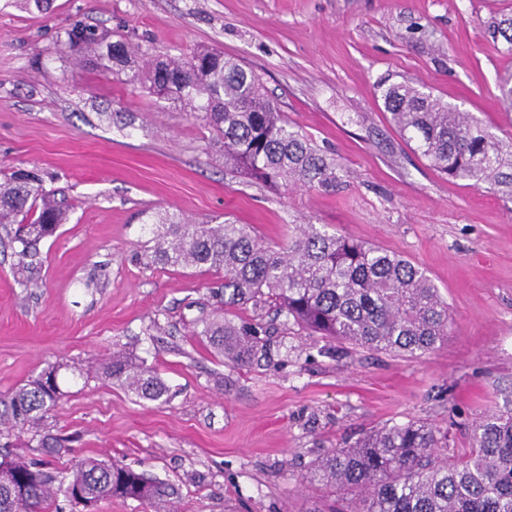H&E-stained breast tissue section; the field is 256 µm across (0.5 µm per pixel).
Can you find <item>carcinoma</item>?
<instances>
[{
    "label": "carcinoma",
    "mask_w": 512,
    "mask_h": 512,
    "mask_svg": "<svg viewBox=\"0 0 512 512\" xmlns=\"http://www.w3.org/2000/svg\"><path fill=\"white\" fill-rule=\"evenodd\" d=\"M488 32L512 52V14L490 22ZM65 45L86 53L97 67L105 61L131 66L125 42H106L91 28L72 27ZM130 81L179 104L213 130L226 168L274 188H327L336 182L333 159L288 123L256 74L234 56L200 50L186 59L148 60L133 70ZM382 97L400 134L416 142L433 168L512 200V142L495 127L410 82L387 86ZM67 221V210L45 189L37 170L19 168L0 181V225H17L9 237L18 268H26L38 243ZM152 224L142 258L224 271L226 309L268 306L311 336L410 359L448 338V304L425 271L379 247L313 224L276 249L245 224H192L167 211L156 213ZM269 330L261 321L236 324L220 316L204 323L200 335L226 361L251 367L268 357ZM102 370L141 399L160 401L168 393L146 361L134 355L114 352ZM64 395L59 367L49 366L0 398V419L37 429ZM447 437L422 421L386 425L315 459L304 479L331 493L353 495L346 509L328 512H512V400L475 424L466 458L441 457ZM37 447L49 458L72 452L67 439L49 432L39 435ZM0 467L13 474L11 484H0V512H63L61 498L89 512L114 497L168 512L174 494L168 483L91 458L65 474L48 460L3 459Z\"/></svg>",
    "instance_id": "cac0c4a2"
}]
</instances>
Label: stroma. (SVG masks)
I'll use <instances>...</instances> for the list:
<instances>
[{
    "label": "stroma",
    "mask_w": 512,
    "mask_h": 512,
    "mask_svg": "<svg viewBox=\"0 0 512 512\" xmlns=\"http://www.w3.org/2000/svg\"><path fill=\"white\" fill-rule=\"evenodd\" d=\"M512 0H0V177L38 166L76 205L31 259V286L0 254V396L61 364L67 394L44 421L74 437L54 460L117 461L177 490L171 512H312L302 477L329 449L410 420L470 450L476 421L512 394V201L448 179L386 112L409 80L512 137V53L485 30ZM82 24L136 59L209 48L237 57L289 123L336 162V186L269 188L224 167L211 129L142 84L79 62ZM133 121L120 128L102 112ZM250 225L266 245L302 224L380 247L425 270L448 304V339L421 357L354 348L278 326L288 362L242 369L200 336L220 271L137 260L147 215ZM145 359L169 389L140 399L101 366Z\"/></svg>",
    "instance_id": "stroma-1"
}]
</instances>
